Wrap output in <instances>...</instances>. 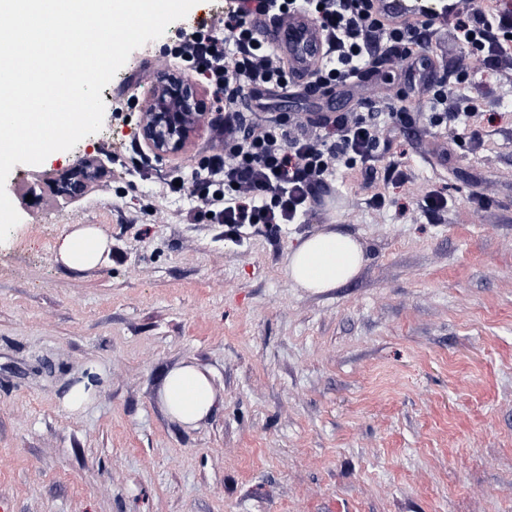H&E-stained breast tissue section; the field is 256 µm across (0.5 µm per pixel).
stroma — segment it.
<instances>
[{"label": "stroma", "instance_id": "stroma-1", "mask_svg": "<svg viewBox=\"0 0 512 512\" xmlns=\"http://www.w3.org/2000/svg\"><path fill=\"white\" fill-rule=\"evenodd\" d=\"M199 18L130 54L100 131L6 180L21 220L0 243V512H512V68L481 67L456 32L432 38L474 112L472 151L399 72L376 93L289 90L278 107L306 115L396 97L413 133L380 146L373 173L340 167L304 222L229 237L164 184L214 129L161 161L134 140L150 77ZM84 158L104 175L54 196L45 172ZM433 190L447 208L422 211ZM77 224L109 242L83 270L57 258ZM327 230L358 239L365 266L328 292L295 287L289 246ZM184 362L224 399L193 429L159 400ZM91 372L90 405L66 411Z\"/></svg>", "mask_w": 512, "mask_h": 512}]
</instances>
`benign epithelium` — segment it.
Instances as JSON below:
<instances>
[{
  "mask_svg": "<svg viewBox=\"0 0 512 512\" xmlns=\"http://www.w3.org/2000/svg\"><path fill=\"white\" fill-rule=\"evenodd\" d=\"M207 103L201 88L181 72L162 68L154 75L140 106L136 137L156 157L186 152L206 125ZM99 167L80 162L55 180L60 195L82 193L99 175Z\"/></svg>",
  "mask_w": 512,
  "mask_h": 512,
  "instance_id": "7a95c632",
  "label": "benign epithelium"
}]
</instances>
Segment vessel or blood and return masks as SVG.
Returning a JSON list of instances; mask_svg holds the SVG:
<instances>
[{
	"label": "vessel or blood",
	"instance_id": "1",
	"mask_svg": "<svg viewBox=\"0 0 512 512\" xmlns=\"http://www.w3.org/2000/svg\"><path fill=\"white\" fill-rule=\"evenodd\" d=\"M376 9L392 25L431 21L435 31H447L457 11L456 0H374ZM252 22L270 47L288 63L292 86L305 87L326 55L323 33L300 10L277 15H254Z\"/></svg>",
	"mask_w": 512,
	"mask_h": 512
}]
</instances>
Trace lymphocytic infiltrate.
I'll return each mask as SVG.
<instances>
[{
  "instance_id": "1",
  "label": "lymphocytic infiltrate",
  "mask_w": 512,
  "mask_h": 512,
  "mask_svg": "<svg viewBox=\"0 0 512 512\" xmlns=\"http://www.w3.org/2000/svg\"><path fill=\"white\" fill-rule=\"evenodd\" d=\"M372 0H235L224 15L199 22L173 49L188 71L224 94L221 148L209 152L182 182L167 179L170 194H192L228 228L294 224L320 205L338 164L372 167L386 119L406 127L409 117L391 100L361 101L348 112L304 120L275 108L287 92L283 62L251 25L258 13L306 10L321 27L328 53L306 91L333 95L358 80L369 61L408 62L429 48L432 28L386 25ZM455 29L469 52L490 68L512 56V12L474 7L457 14ZM254 104L236 112L240 90Z\"/></svg>"
}]
</instances>
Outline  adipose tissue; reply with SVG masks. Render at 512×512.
Wrapping results in <instances>:
<instances>
[{"instance_id":"adipose-tissue-1","label":"adipose tissue","mask_w":512,"mask_h":512,"mask_svg":"<svg viewBox=\"0 0 512 512\" xmlns=\"http://www.w3.org/2000/svg\"><path fill=\"white\" fill-rule=\"evenodd\" d=\"M109 244L95 227L77 226L61 241L59 261L72 269L99 262ZM367 261L363 246L353 236L328 230L299 239L288 253L287 274L300 288L322 293L353 280ZM159 398L170 418L185 428L197 427L221 405L210 373L193 363L170 369Z\"/></svg>"}]
</instances>
